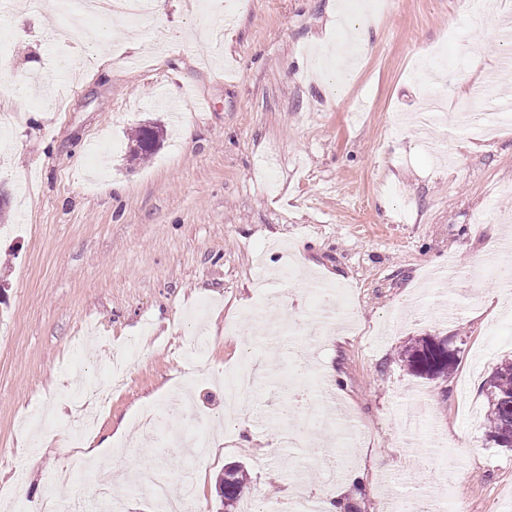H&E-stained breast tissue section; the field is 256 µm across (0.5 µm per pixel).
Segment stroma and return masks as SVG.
<instances>
[{
  "label": "stroma",
  "mask_w": 512,
  "mask_h": 512,
  "mask_svg": "<svg viewBox=\"0 0 512 512\" xmlns=\"http://www.w3.org/2000/svg\"><path fill=\"white\" fill-rule=\"evenodd\" d=\"M337 0H165L96 39L64 30L55 0L38 14L0 12V189L14 235L0 236V505L16 490L53 489L69 512L74 487L51 485L77 465L64 441L75 381L124 382L89 441L109 440L120 512H155L131 481L139 451L172 493L182 455L169 437L144 439L138 418L190 385L191 409L172 430L207 432L190 512H221L216 479L244 465L257 506L319 499L364 473L354 512H382V481L411 476L421 495L463 512H512V450L496 446L464 402L483 403L495 366L512 357V298L496 295L486 245L512 219V128L472 139L456 113L470 78L512 56L499 31L512 0H393L369 24L351 81L335 87L330 48ZM109 46L100 64L97 44ZM211 107L202 112L200 99ZM148 121L165 141L130 162L128 138ZM190 126L183 140L182 126ZM353 305L341 340L315 334L306 312L318 283ZM447 338L446 379L410 375L399 353ZM249 360L258 402L246 421L224 411L225 375ZM334 386L349 411L285 447L302 429L288 377ZM415 405L458 462L450 483L417 465L396 414Z\"/></svg>",
  "instance_id": "35a3bbf8"
}]
</instances>
